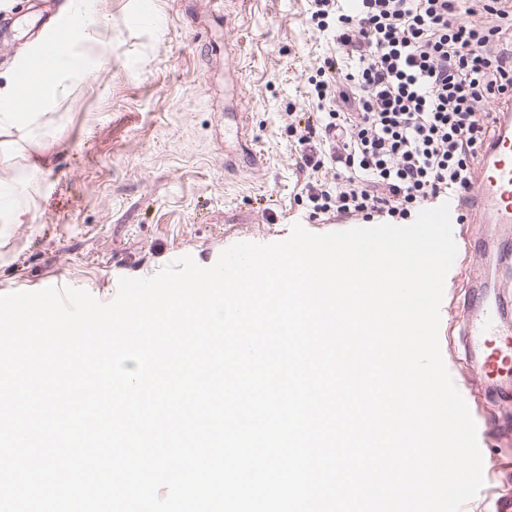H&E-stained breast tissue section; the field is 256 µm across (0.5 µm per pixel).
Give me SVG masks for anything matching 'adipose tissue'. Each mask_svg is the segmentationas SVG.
I'll use <instances>...</instances> for the list:
<instances>
[{"mask_svg": "<svg viewBox=\"0 0 512 512\" xmlns=\"http://www.w3.org/2000/svg\"><path fill=\"white\" fill-rule=\"evenodd\" d=\"M70 10L80 24L63 52L46 63L31 61L27 80L11 74L0 84V149L13 144L20 128L40 125L45 110L83 76L90 59L86 47L95 39L86 21L98 16V0H72Z\"/></svg>", "mask_w": 512, "mask_h": 512, "instance_id": "obj_1", "label": "adipose tissue"}]
</instances>
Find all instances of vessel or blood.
Wrapping results in <instances>:
<instances>
[{"mask_svg":"<svg viewBox=\"0 0 512 512\" xmlns=\"http://www.w3.org/2000/svg\"><path fill=\"white\" fill-rule=\"evenodd\" d=\"M54 35L43 46L44 58H52L74 36L77 25L65 12L52 16ZM498 132L486 148L478 174V185L466 202H451L450 218L489 215L497 224H512V111L497 113ZM504 308L488 292H476L464 310L463 335L477 359L476 373L486 381L512 382V329L503 324Z\"/></svg>","mask_w":512,"mask_h":512,"instance_id":"b4317fda","label":"vessel or blood"}]
</instances>
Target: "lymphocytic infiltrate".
Instances as JSON below:
<instances>
[{"label":"lymphocytic infiltrate","instance_id":"f902f5d3","mask_svg":"<svg viewBox=\"0 0 512 512\" xmlns=\"http://www.w3.org/2000/svg\"><path fill=\"white\" fill-rule=\"evenodd\" d=\"M328 48L289 124L313 220L408 224L470 191L512 101V0H309Z\"/></svg>","mask_w":512,"mask_h":512}]
</instances>
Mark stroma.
<instances>
[{"label": "stroma", "mask_w": 512, "mask_h": 512, "mask_svg": "<svg viewBox=\"0 0 512 512\" xmlns=\"http://www.w3.org/2000/svg\"><path fill=\"white\" fill-rule=\"evenodd\" d=\"M100 0L95 65L58 99L47 125L0 158L21 181L26 224L0 223V294L56 279L112 301L116 281L150 278L175 255L204 267L239 242L314 233L299 202L287 110L309 104L302 74L326 48L307 23V0ZM0 0V74L17 68L43 25ZM48 143V167L29 177L30 142ZM458 247L440 308L442 356L469 401L480 447L498 469L461 512H512V443L488 422L502 406L480 379L461 336L462 307L487 275L486 247L503 248L495 293L512 316V227H453Z\"/></svg>", "instance_id": "35a3bbf8"}]
</instances>
